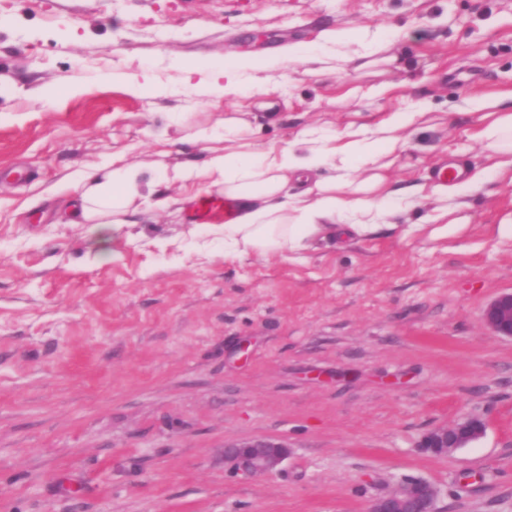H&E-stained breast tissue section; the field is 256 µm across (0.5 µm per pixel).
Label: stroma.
<instances>
[{"label": "stroma", "mask_w": 512, "mask_h": 512, "mask_svg": "<svg viewBox=\"0 0 512 512\" xmlns=\"http://www.w3.org/2000/svg\"><path fill=\"white\" fill-rule=\"evenodd\" d=\"M0 512H366L398 482L438 512H512V339L481 322L512 290V172L489 170L476 102L512 110V0H0ZM385 27L387 63L262 71L233 100L187 66L328 27ZM135 78L138 90L120 82ZM56 89L46 100V89ZM419 112L383 175L432 186L488 169L445 238L434 200L396 228L287 256L228 259L192 233L209 177L130 209L105 260L72 224L71 182L135 163L202 170L246 113L264 148ZM211 131L197 140L198 130ZM169 240L166 251L148 240ZM469 413L488 427L448 458L419 443ZM272 437L269 475L224 460ZM288 453L287 443L270 438H249L225 442L224 459L234 462L249 475L273 473Z\"/></svg>", "instance_id": "1"}]
</instances>
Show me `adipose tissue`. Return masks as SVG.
I'll return each mask as SVG.
<instances>
[{"label": "adipose tissue", "mask_w": 512, "mask_h": 512, "mask_svg": "<svg viewBox=\"0 0 512 512\" xmlns=\"http://www.w3.org/2000/svg\"><path fill=\"white\" fill-rule=\"evenodd\" d=\"M323 44L357 46L350 65L382 52L388 43L385 31L335 29L326 31ZM416 121L412 112H396L374 126H349L341 134L321 127L300 131L275 150L260 148L250 125L229 117L224 121V151L211 155L205 166L214 185L236 204L234 217L224 224L209 225L213 243L228 259L264 258L296 253L309 243L327 238L362 239L390 225L402 210L418 205L421 187L408 191L385 189L379 173L382 159L402 150L403 131ZM491 151L495 170L512 169V113H498L479 133ZM486 171L459 169L456 179L432 188L442 223L432 237L447 236L446 203L479 191ZM70 221L94 222L96 231L126 222L128 209L155 189L153 179L136 165H123L100 179L80 177Z\"/></svg>", "instance_id": "ef3b65f1"}]
</instances>
